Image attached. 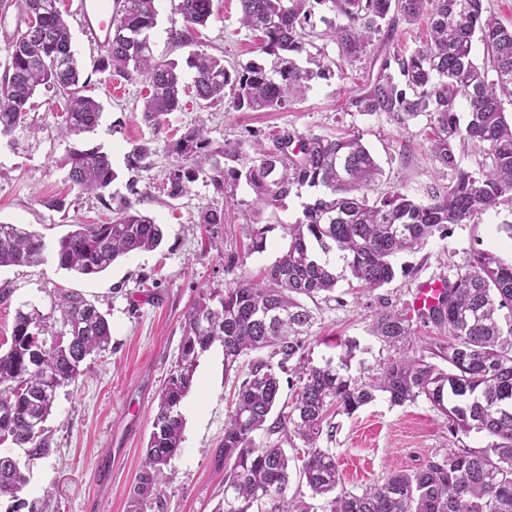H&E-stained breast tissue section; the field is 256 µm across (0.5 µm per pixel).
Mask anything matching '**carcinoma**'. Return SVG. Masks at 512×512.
Listing matches in <instances>:
<instances>
[{
	"instance_id": "carcinoma-1",
	"label": "carcinoma",
	"mask_w": 512,
	"mask_h": 512,
	"mask_svg": "<svg viewBox=\"0 0 512 512\" xmlns=\"http://www.w3.org/2000/svg\"><path fill=\"white\" fill-rule=\"evenodd\" d=\"M111 47L102 70L147 84L142 119L158 130L180 108L186 85L178 64L155 57L150 31L156 26L155 0H117ZM19 11L34 24L17 30L9 42L0 84V136L31 130L28 114L40 89L67 96L60 132L82 137L98 126L102 104L84 94L69 25L57 0H18ZM241 24L261 33V51L281 60L279 79L250 62L228 67L224 59L194 52L187 59L195 98L208 109L232 91L237 111L285 107L311 79L325 78L329 66L310 55L314 70L299 68L294 57L307 52L306 25L326 9L345 23L327 32L339 57L351 64L367 53L383 27L427 22L426 39L408 52H384L375 75L352 100L359 112H385L403 123L429 113L431 152L452 182L428 191L419 201L394 189L370 201L368 191L382 170L360 135L337 136L285 130L274 147L241 142L214 151L204 123L188 128L166 145L177 161L163 191L187 195L201 174L222 192L245 182L260 208H277L304 188L317 194L302 217L288 225L286 251L265 268L262 279L247 277L204 294L185 313L184 334L174 370L162 391L152 432L136 479L129 512L158 493L164 469L181 450L184 419L180 406L193 387L198 361L214 344L224 352L225 373L235 372L238 389L228 407L217 463L224 468L222 500L216 512H512V323L504 327L499 311L512 307V264L480 251L467 275L446 284L437 302L416 312L448 338L436 356L403 354L368 380L350 373L357 348L347 344L340 366L311 364L307 340L316 322L308 302L335 291L342 271L358 287L375 290L395 276L392 259L421 248L449 224H463L502 205H512V25L484 7V0H239ZM184 22L204 26L214 16V0H178ZM484 59L474 58V40ZM467 121L460 123V106ZM483 146L486 164L476 172L459 165L458 147ZM154 150L133 148L128 169L149 166ZM65 164L80 192L105 199L117 174L109 155L94 146L72 148ZM112 201V221L77 224L57 240L59 267L81 276L108 270L131 252L157 248L162 225L141 213L128 197ZM44 236L19 224H0V267L37 266L45 261ZM62 330L42 335L46 317L37 309L16 312L11 343L0 352V445L25 449L30 460L50 452L44 423L60 388L88 371L86 359L109 349L112 327L82 294L59 295ZM412 318L382 302L372 315V335L389 345L407 342ZM270 350L268 358L253 352ZM278 361H273V358ZM293 367H287V364ZM293 370L299 387L292 402H280V374ZM387 396L402 405L425 400L457 439L472 431L487 445L456 448L415 468L393 471L384 483L358 493L347 491L336 456L319 445L336 435L334 419ZM294 434L305 444L299 483L308 495L289 494L291 458L283 440ZM28 478L14 454H0V498L18 497Z\"/></svg>"
}]
</instances>
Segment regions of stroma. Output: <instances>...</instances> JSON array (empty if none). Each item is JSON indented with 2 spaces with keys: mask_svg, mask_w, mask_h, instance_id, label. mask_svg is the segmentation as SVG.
Instances as JSON below:
<instances>
[{
  "mask_svg": "<svg viewBox=\"0 0 512 512\" xmlns=\"http://www.w3.org/2000/svg\"><path fill=\"white\" fill-rule=\"evenodd\" d=\"M176 4L177 0H155L158 19L151 41L157 57L182 65L189 53L203 50L231 64L257 61L267 71L276 70L275 58L261 52L258 34L240 25L238 0H215V14L204 28L185 23ZM334 21L333 13L319 12L308 30L310 52L332 61V75L310 80L286 107L241 112L227 101L204 111L187 95L183 109L168 115L158 131L144 123L138 110L146 91L141 80L99 71L98 52L88 47L77 20H70L86 92L103 105L99 124L85 138L62 137L59 126L65 98L38 91L29 115L34 133L0 136V223L23 225L52 245L71 225L111 222L110 206L80 193L67 179L69 150L98 146L111 155L117 174L112 195H127L129 179H136L138 208L162 225L164 238L157 249L121 257L94 277H76L59 269L51 254L35 267L0 268V289L10 293L9 300L0 304V342L10 343L16 311L27 304L47 315L44 336L59 331L50 314L60 291L82 293L112 326L111 351L96 359L84 377L57 393L44 425L52 452L29 466L28 483L20 494L25 507L4 497L0 512H128L129 493L140 470L159 394L179 354L186 310L203 293L223 291L236 278L257 276L270 265L287 244L285 225L300 217L303 200L310 195L305 189L281 207L259 211L246 184L220 194L209 181L200 180L189 194L169 198L162 191L174 162L165 150L167 139L179 137L201 120L216 149L236 141L258 140L268 146L273 134L283 129L323 135L356 133L383 169L380 191L402 188L420 197L428 187L449 182L430 151L428 114L402 125L388 114H366L351 107V99L377 69V50L369 48L366 56L351 64L340 61L336 44L325 36ZM176 31L186 35L185 43L173 40ZM142 143L154 150L151 164L129 172L127 156ZM58 200L63 208H55ZM208 209L223 210V224L198 223V214ZM508 224H512V208L502 206L475 222L449 225L421 249L399 254L393 281L372 292L340 279L331 299L318 303L308 340L312 364L338 359L346 342L353 340L357 343L353 370L377 376L400 354L399 348L370 332L379 298H386L393 309L408 312L421 283L457 280L469 272L477 251L493 252L512 263V235L504 230ZM251 226L265 228L264 251H248L246 231ZM233 389L232 378L224 372L223 350L213 346L201 356L194 386L181 407L184 439L159 486L162 504L145 512H215L224 488V471L215 463V451L224 436ZM336 423V435L328 446L345 488L352 492L383 482L395 469L444 455L457 445L480 448L486 444L483 435L475 432L453 439L443 419L421 399L394 406L381 395Z\"/></svg>",
  "mask_w": 512,
  "mask_h": 512,
  "instance_id": "35a3bbf8",
  "label": "stroma"
}]
</instances>
